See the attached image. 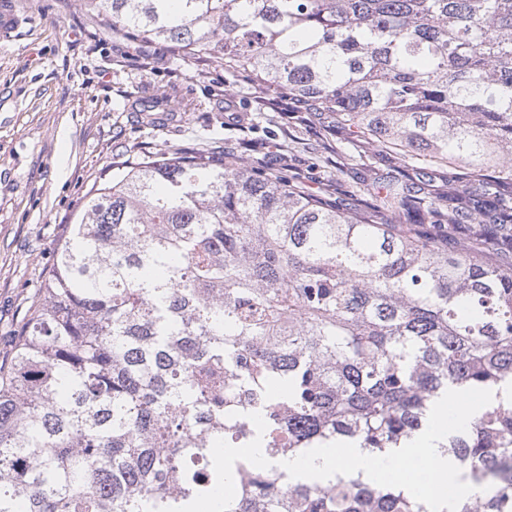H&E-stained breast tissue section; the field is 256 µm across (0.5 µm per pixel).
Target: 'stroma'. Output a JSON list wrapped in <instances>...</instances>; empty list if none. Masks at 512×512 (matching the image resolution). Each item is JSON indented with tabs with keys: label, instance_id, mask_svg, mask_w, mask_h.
I'll return each instance as SVG.
<instances>
[{
	"label": "stroma",
	"instance_id": "stroma-1",
	"mask_svg": "<svg viewBox=\"0 0 512 512\" xmlns=\"http://www.w3.org/2000/svg\"><path fill=\"white\" fill-rule=\"evenodd\" d=\"M7 3L19 28L0 41V359L64 226L129 156L205 148L296 176L307 191L348 190L354 204L367 175L357 153L252 80L131 39L79 0Z\"/></svg>",
	"mask_w": 512,
	"mask_h": 512
}]
</instances>
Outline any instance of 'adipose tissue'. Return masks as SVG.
Masks as SVG:
<instances>
[{
	"mask_svg": "<svg viewBox=\"0 0 512 512\" xmlns=\"http://www.w3.org/2000/svg\"><path fill=\"white\" fill-rule=\"evenodd\" d=\"M471 408L467 393L460 389L449 390L446 401L437 404L431 415V424L406 447L396 449L385 456L368 460L364 474L369 478L400 481L414 487H424L437 492L456 483L458 490L465 491L471 483L443 450L448 432L468 423ZM358 459V448H318L302 460H290L288 472L302 477L312 473L324 480L335 479L342 474V457Z\"/></svg>",
	"mask_w": 512,
	"mask_h": 512,
	"instance_id": "obj_1",
	"label": "adipose tissue"
}]
</instances>
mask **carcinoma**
<instances>
[{
	"instance_id": "1",
	"label": "carcinoma",
	"mask_w": 512,
	"mask_h": 512,
	"mask_svg": "<svg viewBox=\"0 0 512 512\" xmlns=\"http://www.w3.org/2000/svg\"><path fill=\"white\" fill-rule=\"evenodd\" d=\"M220 62L340 141L414 160L365 204L144 152L86 194L0 363V512H512V402L448 435L472 488L431 505L284 464L378 458L458 387L512 385V0H80ZM267 462H224V443ZM366 459L360 448H317L301 461H288V473L294 478L315 474L324 480H333L343 475L341 458Z\"/></svg>"
}]
</instances>
